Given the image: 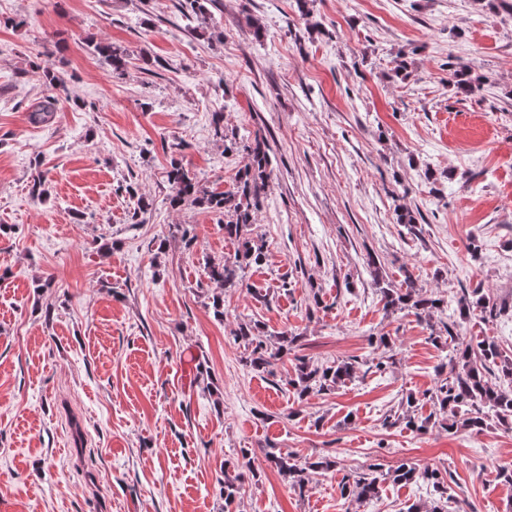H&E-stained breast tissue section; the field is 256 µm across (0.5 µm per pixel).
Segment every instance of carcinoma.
Instances as JSON below:
<instances>
[{"mask_svg": "<svg viewBox=\"0 0 512 512\" xmlns=\"http://www.w3.org/2000/svg\"><path fill=\"white\" fill-rule=\"evenodd\" d=\"M94 52L111 70L112 75L122 77L127 73L130 57L126 50L100 41L93 46ZM448 84L457 94H471L480 87L482 78L475 76L465 66L449 65ZM58 99L46 96L44 101L32 113L36 123L51 122L57 110ZM211 131L214 138L224 142V151L240 152L243 166L235 179V185L227 191L208 189L188 170L173 164L167 171L169 193L167 200L170 207L182 209L199 206L224 217V237L237 244L234 258L220 262H207L209 276L220 284L222 290L212 294L213 314L224 318V291L243 285L238 271L242 265L260 266L266 260V246L253 236V225L260 202V193L270 177L269 145L262 135H255L253 140L241 147L228 141L224 134L223 113L212 116ZM375 288L380 293L384 308L407 311L418 318L429 319L433 313L441 310L444 300L426 296L417 288L412 275H407L404 286L394 288L378 278ZM236 340L244 344L245 353L242 362L258 373H273V367L283 356L293 350L299 336L280 333L275 343H270L265 335V326L258 321H243L238 324ZM445 339L453 343V355L448 363L441 366L435 388L429 395L433 404L432 415L420 418L414 413L415 399L406 397V408L394 412L389 426H402L414 431H424L437 422L450 429L457 425L478 434L486 426L488 414H493L502 424L512 427V393H508L489 379L492 367L501 358L498 346L493 340H483L474 345L447 323H442L439 330L431 333V340L437 342ZM357 366L347 360H340L332 365H319L305 357L295 358L293 373L288 378L297 399L306 400L312 395L325 394L353 379ZM267 464L288 482L289 486L304 496L310 491V476L336 469V458L331 456H313L297 461L278 448L264 453ZM251 452L240 449L236 463L224 466V479L220 480L224 504L230 505L239 497L242 482L246 475L257 478ZM408 484L423 481L430 484L438 493V499L431 504L416 502L409 506L407 512H448V480L438 468L419 467L406 460L394 470H384L380 463H371L362 473L342 480L341 496L347 500L363 502L379 495L386 482Z\"/></svg>", "mask_w": 512, "mask_h": 512, "instance_id": "1", "label": "carcinoma"}]
</instances>
